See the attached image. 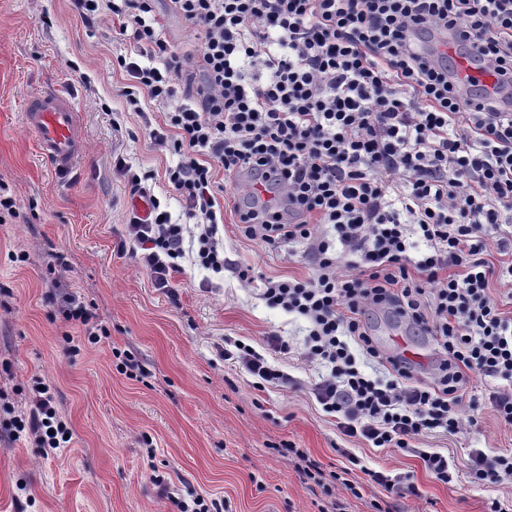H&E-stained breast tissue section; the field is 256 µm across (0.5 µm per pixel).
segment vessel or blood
I'll return each instance as SVG.
<instances>
[{
  "label": "vessel or blood",
  "instance_id": "1",
  "mask_svg": "<svg viewBox=\"0 0 512 512\" xmlns=\"http://www.w3.org/2000/svg\"><path fill=\"white\" fill-rule=\"evenodd\" d=\"M437 51L451 60L454 78L467 82L475 61L471 54L459 48L457 38H441ZM23 116L40 153L49 161L58 178H66L83 151L77 133L78 110L72 93L63 88L35 93L27 99Z\"/></svg>",
  "mask_w": 512,
  "mask_h": 512
}]
</instances>
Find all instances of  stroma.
<instances>
[{"instance_id": "35a3bbf8", "label": "stroma", "mask_w": 512, "mask_h": 512, "mask_svg": "<svg viewBox=\"0 0 512 512\" xmlns=\"http://www.w3.org/2000/svg\"><path fill=\"white\" fill-rule=\"evenodd\" d=\"M153 10L161 39L189 58L186 72L198 77L199 31L171 0H154ZM134 50L121 20L86 26L71 0H0V184L19 207L0 223V512H180L177 500L196 497L224 500L226 512H374L376 502L385 512H485L490 500L511 503L512 485L479 484L468 474L470 449L512 451V427L487 402L490 380H473L463 393L464 403L478 405L476 427L436 430L421 442L456 466L459 477L448 485L420 458L338 430L310 390L319 368L300 358L304 321L258 295L264 279L306 278L312 265L300 245L244 235L233 211L237 189L221 165L213 172L224 210L223 279L189 265L173 276L172 290H160L139 258L121 249L135 199L116 158L148 175V189L175 221H189L165 178L177 157L150 138L164 125L162 109L144 96L135 113L124 96L129 82L117 59ZM58 86L76 97L85 145L63 180L22 118L30 95ZM13 252L25 253V262L13 263ZM64 292L93 303L109 336L89 343L83 326L55 314L51 299ZM371 325L381 347L433 350L387 314H373ZM275 333L290 353L267 347ZM68 334L79 354L69 353ZM236 339L264 347L292 384L255 388L224 358L226 342ZM117 349L135 355L144 380L117 371ZM34 376L53 386L73 432L67 447L47 455L8 434L30 408ZM285 442L293 451L282 450ZM351 454L367 468L412 475L419 495L367 483L356 498L301 473L308 458L323 473L340 471ZM155 472L172 497L161 495Z\"/></svg>"}]
</instances>
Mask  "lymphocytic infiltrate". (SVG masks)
Wrapping results in <instances>:
<instances>
[{
    "label": "lymphocytic infiltrate",
    "mask_w": 512,
    "mask_h": 512,
    "mask_svg": "<svg viewBox=\"0 0 512 512\" xmlns=\"http://www.w3.org/2000/svg\"><path fill=\"white\" fill-rule=\"evenodd\" d=\"M202 33V83L173 104L186 58L158 38L152 0H73L86 24L130 20L133 40L154 66L123 56L139 93L167 108L155 144L178 157L166 170L194 228L172 221L160 201L126 232L155 287L171 285L183 261L223 273L224 216L213 163L236 188L263 184L273 197L244 198V234L304 246L313 272L267 279L269 305L307 323L302 358L324 368L313 395L339 431L376 448L413 452L442 484L447 456L419 447L436 429L461 432V394L475 378L512 425V238L490 236L512 211V112H496L425 49L433 33L458 35L512 87V0H173ZM425 249L416 252V241ZM504 255L501 264L490 252ZM379 310L431 337L425 368L382 349L365 314ZM257 388L289 375L253 346L225 351ZM386 373L370 376L362 359ZM32 407L12 439L44 451L65 447L67 422L50 387H32ZM478 483L512 484V452H469Z\"/></svg>",
    "instance_id": "obj_1"
}]
</instances>
